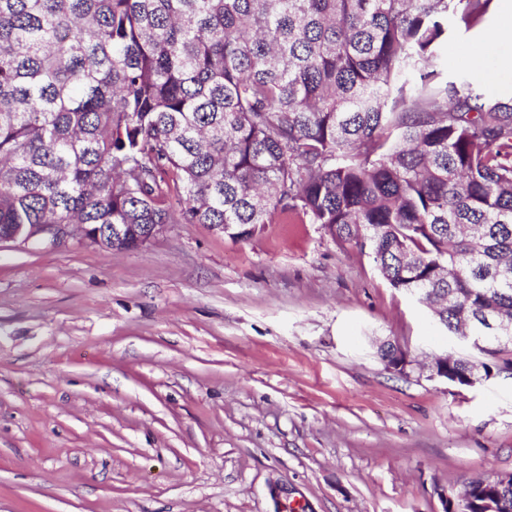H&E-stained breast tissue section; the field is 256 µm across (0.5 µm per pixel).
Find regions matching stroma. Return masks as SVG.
I'll return each instance as SVG.
<instances>
[{
    "label": "stroma",
    "instance_id": "35a3bbf8",
    "mask_svg": "<svg viewBox=\"0 0 512 512\" xmlns=\"http://www.w3.org/2000/svg\"><path fill=\"white\" fill-rule=\"evenodd\" d=\"M500 6L439 48L442 78L472 74ZM452 351L479 357L281 213L244 241L0 245V512H442L512 472V376L429 378Z\"/></svg>",
    "mask_w": 512,
    "mask_h": 512
}]
</instances>
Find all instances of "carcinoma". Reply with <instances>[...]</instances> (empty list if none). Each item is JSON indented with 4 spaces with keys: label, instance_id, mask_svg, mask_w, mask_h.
I'll return each mask as SVG.
<instances>
[{
    "label": "carcinoma",
    "instance_id": "1",
    "mask_svg": "<svg viewBox=\"0 0 512 512\" xmlns=\"http://www.w3.org/2000/svg\"><path fill=\"white\" fill-rule=\"evenodd\" d=\"M493 0H0V235L224 225L278 212L368 251L512 374V97L436 51ZM184 198L164 206L162 173ZM512 512V485L474 481Z\"/></svg>",
    "mask_w": 512,
    "mask_h": 512
}]
</instances>
